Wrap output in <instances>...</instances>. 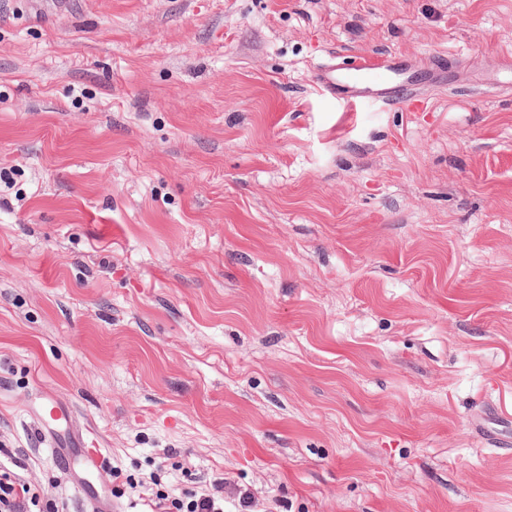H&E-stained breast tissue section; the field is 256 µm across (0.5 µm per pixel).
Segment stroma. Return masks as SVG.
I'll return each mask as SVG.
<instances>
[{"mask_svg": "<svg viewBox=\"0 0 512 512\" xmlns=\"http://www.w3.org/2000/svg\"><path fill=\"white\" fill-rule=\"evenodd\" d=\"M453 60L423 110L327 62ZM0 467L84 512H512V0H0ZM412 65L403 58L387 56L380 63L360 58L358 63L336 70L323 67L316 74L317 84L328 94H346L352 102L375 100L382 104L396 102V89L412 91L410 99L417 97L409 73ZM42 412L48 415L52 422L51 425L45 420ZM37 419L44 441L51 448H54L56 457L59 454L62 469H69L72 455L63 448H81L80 445L73 444L71 437L74 439L83 438L82 432L79 434V431L74 427L71 414L64 409L57 399L46 397L39 404ZM223 488L224 481L220 479L213 484L214 492H187L184 495L186 503L177 498L170 499L168 494L156 492L154 501L150 499L145 505L150 507V510H147L149 512H223L224 496H218Z\"/></svg>", "mask_w": 512, "mask_h": 512, "instance_id": "1", "label": "stroma"}]
</instances>
